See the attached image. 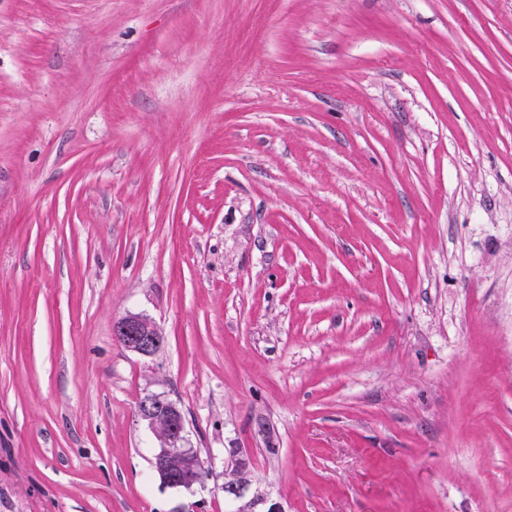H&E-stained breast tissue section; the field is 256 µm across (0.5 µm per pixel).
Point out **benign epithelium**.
<instances>
[{"label":"benign epithelium","instance_id":"benign-epithelium-1","mask_svg":"<svg viewBox=\"0 0 512 512\" xmlns=\"http://www.w3.org/2000/svg\"><path fill=\"white\" fill-rule=\"evenodd\" d=\"M113 335L124 347L143 357L154 356L164 344V335L149 317L128 313L119 318ZM140 418L147 422L160 441L154 458V468L163 485L191 489L197 482L196 473L203 462L193 448L187 446L184 417L171 400L160 394L147 393L137 403ZM224 496L238 503V512H284L282 505L267 495L251 491V479L246 465L236 460L224 470Z\"/></svg>","mask_w":512,"mask_h":512}]
</instances>
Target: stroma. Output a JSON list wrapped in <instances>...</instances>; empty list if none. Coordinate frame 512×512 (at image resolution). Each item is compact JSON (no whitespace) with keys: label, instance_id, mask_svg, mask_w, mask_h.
I'll use <instances>...</instances> for the list:
<instances>
[{"label":"stroma","instance_id":"1","mask_svg":"<svg viewBox=\"0 0 512 512\" xmlns=\"http://www.w3.org/2000/svg\"><path fill=\"white\" fill-rule=\"evenodd\" d=\"M237 456L512 512V0H0V512H234ZM113 334L126 349L143 357L154 356L164 344V335L157 324L137 313L119 318L114 324ZM137 409L140 418L147 422L160 441L153 465L163 485L191 489L198 482L196 473L204 466L197 451L187 446L185 420L180 409L171 400L155 393L142 396ZM204 476L206 472L201 470L199 480Z\"/></svg>","mask_w":512,"mask_h":512}]
</instances>
